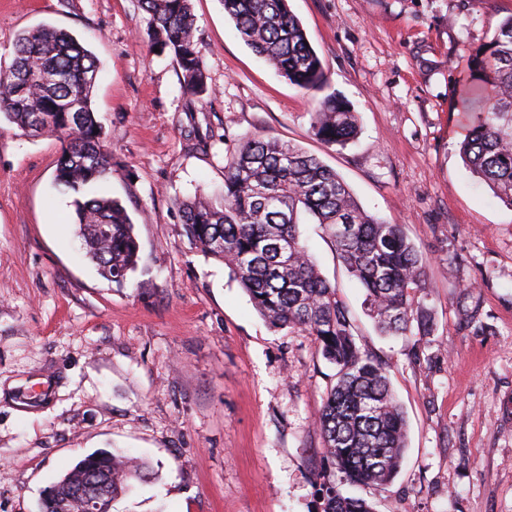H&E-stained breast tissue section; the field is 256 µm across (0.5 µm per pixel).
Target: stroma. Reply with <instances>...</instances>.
I'll return each instance as SVG.
<instances>
[{"mask_svg":"<svg viewBox=\"0 0 512 512\" xmlns=\"http://www.w3.org/2000/svg\"><path fill=\"white\" fill-rule=\"evenodd\" d=\"M192 4L200 96L156 51L137 0H0V70L40 24L96 56L112 162L98 191L125 208L140 246L122 283L102 277L55 186L59 139L0 123V512H38L47 486L112 448L151 478L111 512H322L315 421L335 371L312 336L271 328L228 268L189 244L176 206L221 191L246 136L316 155L429 261L433 335L382 336L327 232L300 227L407 421L394 479L343 494L375 512H512V207L463 164L458 107L469 52L512 0H288L325 75L309 91L244 44L221 0ZM331 93L358 119L344 146L312 129Z\"/></svg>","mask_w":512,"mask_h":512,"instance_id":"35a3bbf8","label":"stroma"}]
</instances>
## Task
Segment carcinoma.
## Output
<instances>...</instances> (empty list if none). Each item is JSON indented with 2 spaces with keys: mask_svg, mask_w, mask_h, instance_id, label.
I'll list each match as a JSON object with an SVG mask.
<instances>
[{
  "mask_svg": "<svg viewBox=\"0 0 512 512\" xmlns=\"http://www.w3.org/2000/svg\"><path fill=\"white\" fill-rule=\"evenodd\" d=\"M150 15L154 43L169 51L185 89L206 91V73L195 38L192 0H138ZM224 11L254 54L300 89L320 88V59L288 0H222ZM53 71L60 81L46 83ZM97 59L73 34L42 24L20 33L13 62L0 70V118L33 133L62 140L55 184L74 195L78 235L86 257L115 282L138 262L134 225L124 207L85 189L111 171L102 127L93 108ZM463 105L475 103L459 151L465 166L512 206V15L467 58ZM315 134L345 145L357 133L348 104L331 94L311 113ZM189 242L223 263L254 308L276 329L314 337L318 352L336 368L317 416L326 456L354 484H383L398 473L407 443L402 407L386 367L361 351L347 307L318 271L301 239L305 216L329 231L338 258L365 291L364 304L389 336H430L427 259L403 225L365 211L348 184L316 156L279 140L248 137L224 165V191L209 200L177 202ZM149 476L137 459L100 451L80 459L53 483L41 512H57L73 487L99 479L110 489L106 508L134 481ZM322 512H373L362 498L343 495L333 475H317Z\"/></svg>",
  "mask_w": 512,
  "mask_h": 512,
  "instance_id": "obj_1",
  "label": "carcinoma"
}]
</instances>
